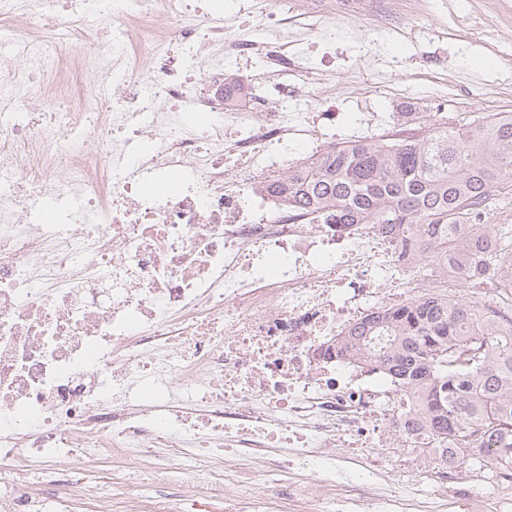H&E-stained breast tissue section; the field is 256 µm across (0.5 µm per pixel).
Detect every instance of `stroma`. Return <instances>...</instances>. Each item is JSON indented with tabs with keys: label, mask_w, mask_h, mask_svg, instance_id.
<instances>
[{
	"label": "stroma",
	"mask_w": 512,
	"mask_h": 512,
	"mask_svg": "<svg viewBox=\"0 0 512 512\" xmlns=\"http://www.w3.org/2000/svg\"><path fill=\"white\" fill-rule=\"evenodd\" d=\"M335 54L316 56L324 81L296 83L312 112H332L326 147L367 138L392 142L406 135L399 114L413 107L414 127L459 125L475 112L512 113V0H428L426 14L402 12L398 23L366 22L376 0H331ZM398 66H389V58ZM96 512H152L160 492L197 494L221 489L181 464L154 479L149 464L99 463Z\"/></svg>",
	"instance_id": "35a3bbf8"
}]
</instances>
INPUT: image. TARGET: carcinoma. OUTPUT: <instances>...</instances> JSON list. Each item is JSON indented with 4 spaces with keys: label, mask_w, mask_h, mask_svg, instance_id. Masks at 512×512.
I'll use <instances>...</instances> for the list:
<instances>
[{
    "label": "carcinoma",
    "mask_w": 512,
    "mask_h": 512,
    "mask_svg": "<svg viewBox=\"0 0 512 512\" xmlns=\"http://www.w3.org/2000/svg\"><path fill=\"white\" fill-rule=\"evenodd\" d=\"M267 190L299 209H324L337 224L406 226L447 261L481 254L495 267L512 254V224L498 225L493 248L479 220L512 191V113L435 123L395 142H345L304 159ZM336 355L416 390L445 449L443 465L476 449L489 464L512 467V319L480 302L429 296L362 317Z\"/></svg>",
    "instance_id": "cac0c4a2"
}]
</instances>
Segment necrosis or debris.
I'll use <instances>...</instances> for the list:
<instances>
[{"label":"necrosis or debris","mask_w":512,"mask_h":512,"mask_svg":"<svg viewBox=\"0 0 512 512\" xmlns=\"http://www.w3.org/2000/svg\"><path fill=\"white\" fill-rule=\"evenodd\" d=\"M214 2L0 0V512H51L20 485L30 461L97 497L88 470L115 448L158 469L178 448L234 462L224 512H269L258 459L310 475L308 512L329 489L335 512H418L395 458L429 459L442 486L467 476L440 465L416 395L335 344L371 312L475 283L382 225L267 193L322 142L326 114L289 97L311 48L284 22L237 36ZM230 40L296 57L254 75L239 110ZM107 78L114 93L89 94ZM271 89L287 104L266 112ZM63 193L77 208L32 223Z\"/></svg>","instance_id":"necrosis-or-debris-1"}]
</instances>
